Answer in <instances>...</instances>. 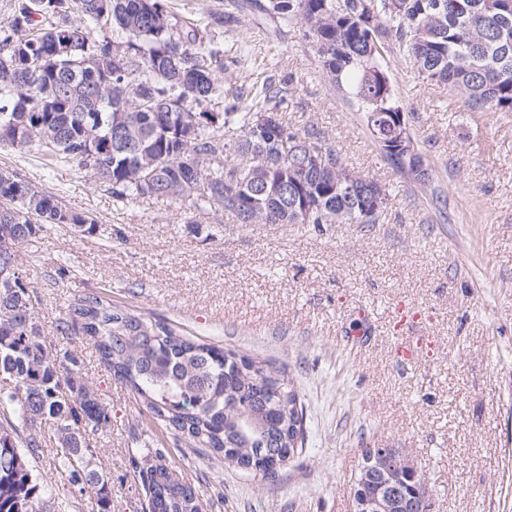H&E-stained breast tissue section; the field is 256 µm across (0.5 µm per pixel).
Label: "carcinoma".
<instances>
[{
  "mask_svg": "<svg viewBox=\"0 0 512 512\" xmlns=\"http://www.w3.org/2000/svg\"><path fill=\"white\" fill-rule=\"evenodd\" d=\"M500 0H269L274 21L306 25L322 72L358 104L373 140L398 170L419 169L382 143L402 112L384 66L389 40L419 76L448 86V105L472 112H512V9ZM11 0L0 25V145L34 147L57 165L82 170L121 203L141 197L195 201L242 224H382L387 210L365 217L366 201L383 187L369 180L354 196L336 190L339 175L356 179L320 134L288 123L285 92L263 85L251 103L224 98L220 120L208 113L224 73V51L198 38L197 24L174 33L162 0ZM110 26L91 38L87 21ZM275 120L261 124L263 116ZM323 159L305 164L307 151ZM28 182L0 180V236L18 240L10 282L0 281V512H44L28 456L41 448V428L54 430L57 468L91 489L111 512L108 478L92 465V444L107 435L112 410L86 380L72 352L42 339L23 271L21 247L51 226L96 233L90 215L71 212ZM59 330L93 342L114 377L143 398L152 417L208 460L236 449L239 463L282 462L303 409L280 369L251 360L240 371L236 352L196 342L175 328L96 295L75 300ZM162 448L141 453L134 476L151 512H198L199 491L173 479ZM354 484V495L379 492L387 458ZM393 491L429 494L425 478L404 460Z\"/></svg>",
  "mask_w": 512,
  "mask_h": 512,
  "instance_id": "cac0c4a2",
  "label": "carcinoma"
}]
</instances>
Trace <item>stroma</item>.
Returning <instances> with one entry per match:
<instances>
[{
	"mask_svg": "<svg viewBox=\"0 0 512 512\" xmlns=\"http://www.w3.org/2000/svg\"><path fill=\"white\" fill-rule=\"evenodd\" d=\"M237 0H165L172 21L236 13L202 26L224 52L225 91L255 82L287 91L295 128L323 132L350 168L387 191L382 224H241L188 201L122 205L84 172L36 149L0 147V170L25 176L100 233L54 228L25 250L46 343L76 353L112 409L92 461L109 479L112 512H144L134 448L167 450L176 479L205 512H351L366 448H396L423 473L431 512H512V112H453L448 89L418 77L398 50L385 67L433 175L397 171L357 104L322 74L299 23L277 27ZM96 294L184 336L285 370L304 406L301 453L261 479L176 446L142 400L102 364L92 341L57 329L74 299ZM425 320L435 348L397 365L395 309ZM32 458L46 503L98 512L55 468L43 429Z\"/></svg>",
	"mask_w": 512,
	"mask_h": 512,
	"instance_id": "1",
	"label": "stroma"
}]
</instances>
